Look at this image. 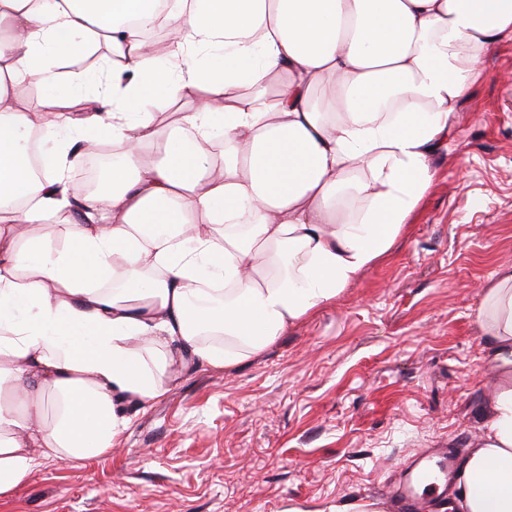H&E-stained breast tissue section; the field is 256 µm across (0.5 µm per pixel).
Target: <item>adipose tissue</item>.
Returning <instances> with one entry per match:
<instances>
[{
    "label": "adipose tissue",
    "mask_w": 512,
    "mask_h": 512,
    "mask_svg": "<svg viewBox=\"0 0 512 512\" xmlns=\"http://www.w3.org/2000/svg\"><path fill=\"white\" fill-rule=\"evenodd\" d=\"M172 32L165 56L142 27ZM512 39V0H0V494L36 456L88 459L163 397L172 357L228 367L333 302L392 248L480 63ZM107 44L111 89L83 112L15 87L59 79L46 51ZM221 51L205 67L201 51ZM199 99L164 125L153 91ZM224 150L212 148L215 119ZM109 139L103 197L62 233L69 144L31 174L34 128ZM152 155H145V147ZM354 198L352 220L337 216ZM497 390L457 485L461 512H512V268L478 312Z\"/></svg>",
    "instance_id": "ef3b65f1"
}]
</instances>
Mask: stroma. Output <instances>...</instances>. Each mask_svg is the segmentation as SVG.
Listing matches in <instances>:
<instances>
[{
  "label": "stroma",
  "instance_id": "obj_1",
  "mask_svg": "<svg viewBox=\"0 0 512 512\" xmlns=\"http://www.w3.org/2000/svg\"><path fill=\"white\" fill-rule=\"evenodd\" d=\"M432 165L415 220L334 302L233 366H175L111 452L37 458L0 512H389L425 449L467 458L497 380L477 313L512 265V43Z\"/></svg>",
  "mask_w": 512,
  "mask_h": 512
}]
</instances>
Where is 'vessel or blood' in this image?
I'll use <instances>...</instances> for the list:
<instances>
[{
    "mask_svg": "<svg viewBox=\"0 0 512 512\" xmlns=\"http://www.w3.org/2000/svg\"><path fill=\"white\" fill-rule=\"evenodd\" d=\"M429 462L415 466L411 483L395 486L390 501L395 512H425L428 495L439 482H450L456 464L454 456L444 448L429 450Z\"/></svg>",
    "mask_w": 512,
    "mask_h": 512,
    "instance_id": "1",
    "label": "vessel or blood"
}]
</instances>
